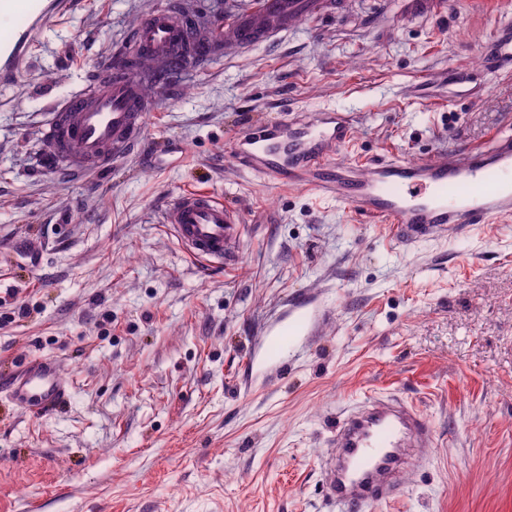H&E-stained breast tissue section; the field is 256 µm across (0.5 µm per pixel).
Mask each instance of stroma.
I'll use <instances>...</instances> for the list:
<instances>
[{"mask_svg":"<svg viewBox=\"0 0 512 512\" xmlns=\"http://www.w3.org/2000/svg\"><path fill=\"white\" fill-rule=\"evenodd\" d=\"M148 0H79L0 85V381L57 362L67 404L0 388V512H336L318 459L343 412L395 393L431 419L429 458L364 512H512V219L395 248L382 224L241 170L230 140L290 112L358 113L367 162L489 144L512 75L485 68L512 0H347L174 82L129 157L98 176L40 163L51 106L81 89ZM190 190L241 218L223 265L160 224ZM308 293L314 335L246 369Z\"/></svg>","mask_w":512,"mask_h":512,"instance_id":"obj_1","label":"stroma"}]
</instances>
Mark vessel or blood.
I'll return each instance as SVG.
<instances>
[{"label": "vessel or blood", "instance_id": "vessel-or-blood-1", "mask_svg": "<svg viewBox=\"0 0 512 512\" xmlns=\"http://www.w3.org/2000/svg\"><path fill=\"white\" fill-rule=\"evenodd\" d=\"M73 0H0V22L10 23L0 38V83L18 80L33 44L46 26L65 15ZM336 0H259L233 21L224 39L220 20L200 14L197 0L164 5L152 0L125 48L89 80L86 87L54 103L42 133V157L51 166L91 175L108 171L128 157L145 132L146 113L154 111L142 77L146 66L175 64V54L194 40L200 54L215 57L225 43L245 51L271 41L296 21L336 11ZM490 69L512 73V26L493 34ZM358 115L325 110L294 114L288 121L241 134L229 154L237 167L296 188L328 192L349 204L365 222L386 225L389 240L408 247L438 233L457 234L475 224L512 215V128L496 132L490 147L464 153L443 152L431 160L385 157L366 167L336 160L354 137ZM162 223L190 257L203 264L223 263L239 230L238 214L213 195L187 191L165 209ZM267 334L265 354L286 362L290 339L309 331L303 299ZM5 388L23 412L40 414L63 404L69 391L58 365L35 359ZM433 429L412 402L370 396L342 417L325 455V491L341 512L394 501L403 474L431 451Z\"/></svg>", "mask_w": 512, "mask_h": 512}]
</instances>
